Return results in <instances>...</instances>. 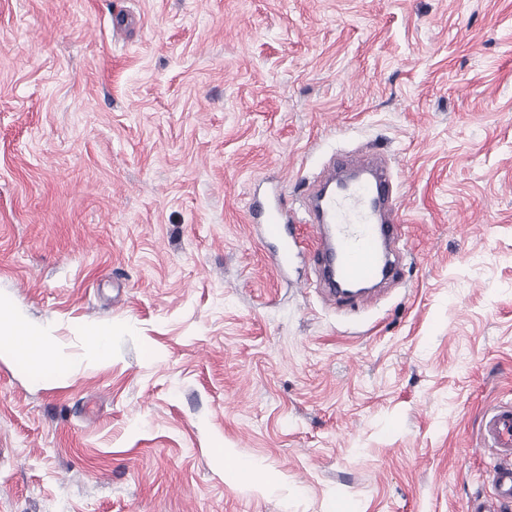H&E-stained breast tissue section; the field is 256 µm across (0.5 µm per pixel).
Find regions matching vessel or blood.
<instances>
[{
  "instance_id": "vessel-or-blood-1",
  "label": "vessel or blood",
  "mask_w": 512,
  "mask_h": 512,
  "mask_svg": "<svg viewBox=\"0 0 512 512\" xmlns=\"http://www.w3.org/2000/svg\"><path fill=\"white\" fill-rule=\"evenodd\" d=\"M394 189L389 164L372 157L355 179L340 178L335 187H320L294 208L279 188L266 189L252 203L248 221L261 241L277 244L273 260L281 270L287 268L292 255L293 225H319L312 261L338 298L341 284L394 276L398 261L387 246L397 239L403 222ZM480 440L496 459L491 472L493 492L476 500L471 512H504L512 505L511 403H498L484 411Z\"/></svg>"
}]
</instances>
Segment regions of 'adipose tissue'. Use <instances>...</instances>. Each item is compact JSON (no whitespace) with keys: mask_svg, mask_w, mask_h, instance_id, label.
Here are the masks:
<instances>
[{"mask_svg":"<svg viewBox=\"0 0 512 512\" xmlns=\"http://www.w3.org/2000/svg\"><path fill=\"white\" fill-rule=\"evenodd\" d=\"M0 350L22 358L36 379L63 369L56 356L54 337L32 325L11 302L3 299H0Z\"/></svg>","mask_w":512,"mask_h":512,"instance_id":"1","label":"adipose tissue"}]
</instances>
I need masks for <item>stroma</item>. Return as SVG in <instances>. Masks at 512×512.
<instances>
[{
  "label": "stroma",
  "mask_w": 512,
  "mask_h": 512,
  "mask_svg": "<svg viewBox=\"0 0 512 512\" xmlns=\"http://www.w3.org/2000/svg\"><path fill=\"white\" fill-rule=\"evenodd\" d=\"M365 148L406 256L348 306L245 218ZM0 297L66 366L0 354V512H468L512 402V0H0ZM84 337L91 353L96 357H105L112 349L111 325L93 323L84 327Z\"/></svg>",
  "instance_id": "stroma-1"
}]
</instances>
